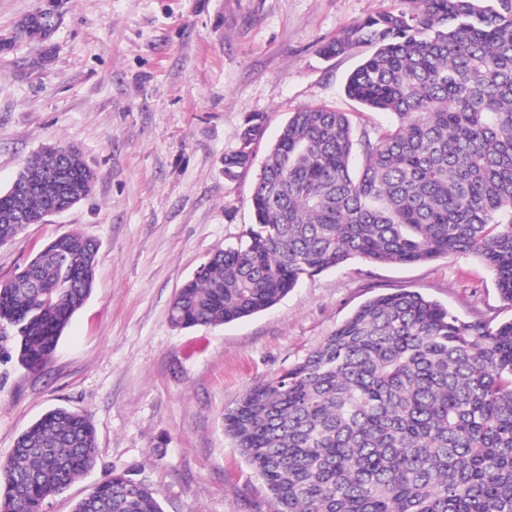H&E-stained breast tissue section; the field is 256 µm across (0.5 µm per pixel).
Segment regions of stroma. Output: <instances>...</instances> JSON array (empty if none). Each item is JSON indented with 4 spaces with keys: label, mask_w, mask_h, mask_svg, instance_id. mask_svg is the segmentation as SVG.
Returning a JSON list of instances; mask_svg holds the SVG:
<instances>
[{
    "label": "stroma",
    "mask_w": 512,
    "mask_h": 512,
    "mask_svg": "<svg viewBox=\"0 0 512 512\" xmlns=\"http://www.w3.org/2000/svg\"><path fill=\"white\" fill-rule=\"evenodd\" d=\"M398 0H63L50 38L0 54V191L47 147L76 148L92 191L0 244V280L54 238L98 245L93 291L50 363L0 361V461L47 411L86 413L95 466L53 497L73 512L111 471L135 469L163 512H269L266 488L224 434V410L301 361L362 303L398 289L461 319H512L469 254L346 265L304 278L274 307L180 329L184 282L253 224L256 175L291 112L327 107L384 127L349 99L364 49L326 58L346 26ZM264 119L251 167L229 176L247 117Z\"/></svg>",
    "instance_id": "1"
}]
</instances>
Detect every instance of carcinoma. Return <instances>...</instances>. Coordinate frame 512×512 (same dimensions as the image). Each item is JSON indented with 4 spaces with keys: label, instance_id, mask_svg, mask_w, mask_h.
<instances>
[{
    "label": "carcinoma",
    "instance_id": "obj_1",
    "mask_svg": "<svg viewBox=\"0 0 512 512\" xmlns=\"http://www.w3.org/2000/svg\"><path fill=\"white\" fill-rule=\"evenodd\" d=\"M14 38L44 42L35 11ZM368 46L345 93L393 116L357 127L326 107L291 113L251 197L254 224L216 252L170 308L180 328L228 323L280 302L304 276L350 260L413 264L472 254L512 302V0H399L344 28L326 57ZM263 135L248 118L224 172L251 164ZM91 191L79 153L29 159L20 196L0 192V244L17 214L75 199L44 178L55 163ZM98 245L50 241L0 280V350L37 370L91 295ZM224 434L266 486L271 512H512V320L464 321L417 291L376 295L297 364L224 411ZM91 419L55 408L0 463V512H44L93 468ZM74 512H162L128 470Z\"/></svg>",
    "mask_w": 512,
    "mask_h": 512
}]
</instances>
